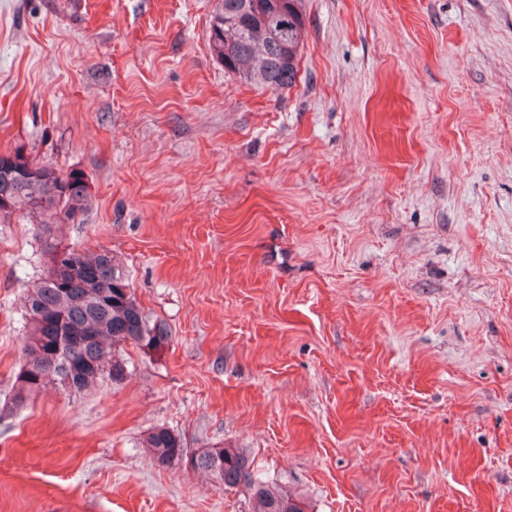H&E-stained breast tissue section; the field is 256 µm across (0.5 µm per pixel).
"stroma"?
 Masks as SVG:
<instances>
[{
	"label": "stroma",
	"instance_id": "35a3bbf8",
	"mask_svg": "<svg viewBox=\"0 0 512 512\" xmlns=\"http://www.w3.org/2000/svg\"><path fill=\"white\" fill-rule=\"evenodd\" d=\"M213 0H0V154L82 171L170 339L17 409L47 243L0 223V512H512V0H304L298 82L225 75ZM178 436L156 467L144 436ZM155 465L167 467L186 454L181 440L165 427H155L143 440ZM193 467L209 473L225 489L247 488L251 512H304L302 501L255 477L249 471L248 458L238 448H205L193 457Z\"/></svg>",
	"mask_w": 512,
	"mask_h": 512
}]
</instances>
